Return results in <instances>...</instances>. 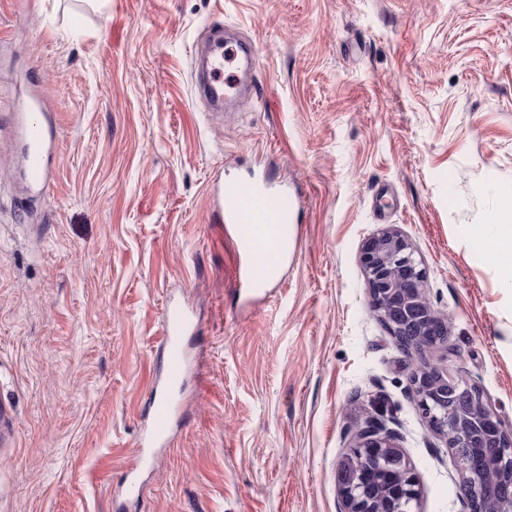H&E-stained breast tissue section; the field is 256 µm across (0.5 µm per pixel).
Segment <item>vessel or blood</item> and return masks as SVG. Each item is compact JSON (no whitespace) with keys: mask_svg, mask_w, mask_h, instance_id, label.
I'll return each instance as SVG.
<instances>
[{"mask_svg":"<svg viewBox=\"0 0 512 512\" xmlns=\"http://www.w3.org/2000/svg\"><path fill=\"white\" fill-rule=\"evenodd\" d=\"M223 51L220 45L213 49L205 78L194 86L197 97L217 105L223 102L222 88L239 85L237 71L224 66ZM21 136L24 181L38 193H45L53 182L51 131L46 118H27ZM209 194L218 222L229 226L236 242L237 292L250 297L274 285L288 261V248L282 245L281 236L296 218L295 197L287 185L228 173L214 181ZM195 329L181 306L169 305L161 340L164 381L151 401L150 426L138 442L136 467L150 465V448L163 442L171 430L178 411L174 393L184 382L188 363L184 338Z\"/></svg>","mask_w":512,"mask_h":512,"instance_id":"1","label":"vessel or blood"}]
</instances>
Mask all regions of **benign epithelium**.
<instances>
[{
  "label": "benign epithelium",
  "instance_id": "benign-epithelium-1",
  "mask_svg": "<svg viewBox=\"0 0 512 512\" xmlns=\"http://www.w3.org/2000/svg\"><path fill=\"white\" fill-rule=\"evenodd\" d=\"M371 307L395 340L414 334L419 348L447 342V323L426 295L427 271L414 257L406 237L385 227L366 239L359 251ZM471 392L472 404L462 415L448 403V385ZM419 412L428 427L444 438L448 448H474L483 456L498 457L499 478L512 483V433L484 398L479 387L419 367L410 375ZM460 475L459 493L469 512H512V496L482 495L480 475L466 457L455 454ZM339 512H412L419 489L398 437L379 420L368 419L357 432L350 453L337 468Z\"/></svg>",
  "mask_w": 512,
  "mask_h": 512
}]
</instances>
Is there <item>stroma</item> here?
Masks as SVG:
<instances>
[{
    "mask_svg": "<svg viewBox=\"0 0 512 512\" xmlns=\"http://www.w3.org/2000/svg\"><path fill=\"white\" fill-rule=\"evenodd\" d=\"M258 48V93H193L214 23ZM40 92L55 181L21 182L16 115ZM298 194L278 286L235 295L208 188ZM512 0H0V512H338L366 415L400 437L420 512H468L412 370L477 385L512 430ZM400 229L448 318L408 356L370 310L363 241ZM190 366L168 443L124 481L161 367L166 301ZM495 232L491 236V244L488 256L497 263L503 264L510 269V278L505 281L508 288L512 287V225L493 224Z\"/></svg>",
    "mask_w": 512,
    "mask_h": 512,
    "instance_id": "1",
    "label": "stroma"
}]
</instances>
